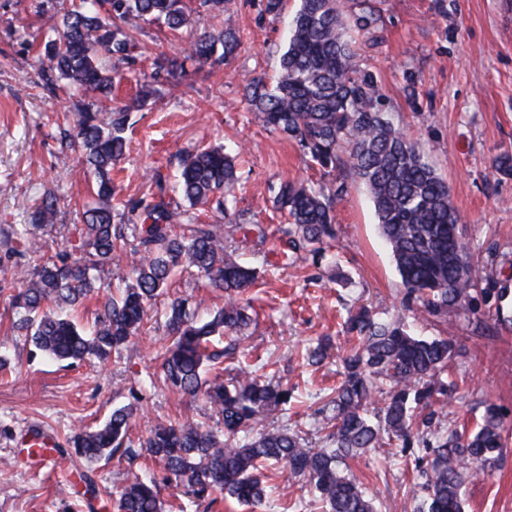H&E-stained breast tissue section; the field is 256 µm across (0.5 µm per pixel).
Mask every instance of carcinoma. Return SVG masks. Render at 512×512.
Returning <instances> with one entry per match:
<instances>
[{
  "label": "carcinoma",
  "mask_w": 512,
  "mask_h": 512,
  "mask_svg": "<svg viewBox=\"0 0 512 512\" xmlns=\"http://www.w3.org/2000/svg\"><path fill=\"white\" fill-rule=\"evenodd\" d=\"M233 6L234 0H199L204 11L223 18L224 28L194 34L178 57L158 58L152 80L141 85L136 101L114 107L113 81L119 66L131 62L134 47L126 24L158 23L177 32L192 25L191 10L183 0H80L67 8L64 0L39 4L52 12L58 34L40 53V80L49 92L63 85L93 99L79 107L68 148L78 164L94 171L97 182L95 204L83 212V255L72 260L45 255L33 273L21 278L12 295L20 310L14 328L55 361L104 359L140 331L149 307L178 269L196 268L207 287L224 293V307L207 319L198 318L185 299L168 304L161 364L164 380L174 388L190 397L207 396L224 429L161 422L135 449L128 439L133 406L116 408L103 424L74 433L72 454L85 463L76 470V484L96 492L92 467L121 453L161 462L163 476L128 477L115 498L116 512H163L161 486L168 484L197 499L218 493L261 507L269 499L263 468L280 464L290 476L306 479L325 512H377L373 498L343 465L388 438L404 448L417 447L415 467L426 465V497L419 512H463L466 476L474 468L496 465L505 454L504 415L490 403L470 432L428 431L456 388L454 381L442 380L454 359L448 339L417 336L405 323L364 307L350 316L345 327L352 338L344 349L342 381L326 403L334 420L331 447L317 451L294 433L255 431L271 412L290 403L288 387L246 369L230 384L205 377V367L235 353L232 346H215V340L250 324L244 294L256 281V270L221 244L223 224H201L190 235L177 236L171 226L185 216L162 199L141 200L132 205L133 280L122 297L105 303L88 326L49 309L81 304L95 291L90 271L110 263L126 244V225L112 223L110 172L125 153L129 112L148 104L152 81L160 75H183L188 61L219 67L234 59L241 39L232 22ZM377 21L369 0L351 15L342 0H300L275 84L253 78L245 86L246 100L264 127L294 139L308 165L337 173L336 186L327 192L301 181L281 184L276 205L288 224L280 232L296 251L322 252L335 239L333 211L351 177L368 192L379 233L418 311L435 317L466 310L476 315L477 300L500 301L506 288L490 282L481 286L482 270L470 260L447 183L382 109L375 76L357 67L351 31L367 32ZM237 183L233 158L222 148L182 157L178 187L183 197L194 206L215 205L224 212V224L246 236L250 228L236 223L228 208ZM57 215L56 196L44 193L34 223L51 226Z\"/></svg>",
  "instance_id": "obj_1"
}]
</instances>
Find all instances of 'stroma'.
<instances>
[{
	"instance_id": "obj_1",
	"label": "stroma",
	"mask_w": 512,
	"mask_h": 512,
	"mask_svg": "<svg viewBox=\"0 0 512 512\" xmlns=\"http://www.w3.org/2000/svg\"><path fill=\"white\" fill-rule=\"evenodd\" d=\"M37 3L0 0V270L22 274L35 269L44 253L74 255L95 185L86 168L56 162L65 134L76 123V98L40 84L39 55L52 21L37 12ZM264 4L237 0L242 48L228 65L189 69L178 84L161 82L155 101L131 112L127 150L112 170L113 221L127 223L132 203L161 192L171 208L195 223H223L220 212L192 208L174 192L179 156L196 147H241L235 208L252 231L231 232L224 244L256 269L260 285L250 292V325L223 342L248 353L253 371L268 369L294 390L288 412L269 416L264 428L300 430L308 447H328L318 409L342 379V324L348 312L368 306L422 335L453 341L457 389L445 410L447 420L470 427L484 404L502 409L507 453L497 465L467 478L463 512H512V294L504 325L492 303L475 317L460 313L436 319L410 310L369 196L354 180L336 205V238L324 257L304 250L279 254L285 219L274 201L281 182L305 179L330 188L334 178L306 167L295 142L262 127L244 96L251 78L275 77L299 0H283L276 16L266 14ZM375 6L374 31L355 36L360 70L377 78L384 110L447 181L473 259L497 271L512 267V175L493 168L497 156L512 153V0H375ZM188 38L185 32L173 36L144 26L138 39L146 51L115 78V104L130 103L156 56L180 52ZM47 191L58 199L57 221L32 227L35 207ZM15 224L30 225L26 246L7 241ZM128 261L122 253L94 269L96 290L78 306L80 319L93 320L118 295ZM11 295L0 291V356L9 362L0 371V512H114L101 500L77 494L73 461L58 458L39 471L23 464L18 440L25 430L46 429L64 445L79 427L102 423L113 408L129 403L137 407L129 431L135 443L161 421L216 426L218 413L205 396L190 398L163 382L162 305L153 306L144 329L126 347L103 360L68 366L45 359L14 330L19 315ZM165 295L203 300L202 317L224 304L193 268L177 274ZM320 343L326 358L309 364L308 351ZM347 466L379 512H417L425 496L423 480L406 465L397 441L349 458ZM131 470L150 475L160 468L143 457L117 456L99 463L93 476L99 490L112 493ZM266 472L275 488L272 512H291L298 500L313 502L304 480L280 466Z\"/></svg>"
}]
</instances>
